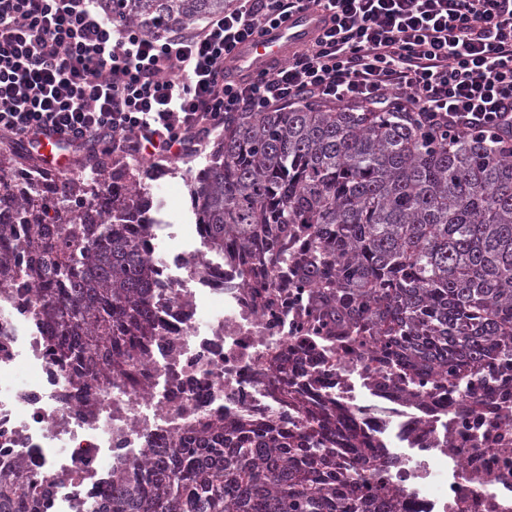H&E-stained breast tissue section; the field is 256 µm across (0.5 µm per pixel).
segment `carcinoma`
Here are the masks:
<instances>
[{
	"label": "carcinoma",
	"instance_id": "cac0c4a2",
	"mask_svg": "<svg viewBox=\"0 0 512 512\" xmlns=\"http://www.w3.org/2000/svg\"><path fill=\"white\" fill-rule=\"evenodd\" d=\"M151 35L224 13L228 0H99ZM120 177L127 192H98ZM190 200L211 250L232 239L238 261L293 265L299 287L353 331L370 321L407 370L476 375L512 364V150L489 136L423 134L403 112L302 100L224 116V136ZM153 207L142 177L112 168L48 185L0 180V239L26 226L20 275L57 362L94 347L109 370L155 333L157 261L134 233ZM334 413L303 434L219 420L150 448L91 512H336V485L314 477L318 446L336 444ZM18 461L0 479V512H45L53 478Z\"/></svg>",
	"mask_w": 512,
	"mask_h": 512
}]
</instances>
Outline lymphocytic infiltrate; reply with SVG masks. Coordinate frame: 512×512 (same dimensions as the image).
Here are the masks:
<instances>
[{"mask_svg":"<svg viewBox=\"0 0 512 512\" xmlns=\"http://www.w3.org/2000/svg\"><path fill=\"white\" fill-rule=\"evenodd\" d=\"M314 8L330 25L283 62L230 79L226 57ZM404 109L424 129L512 146V0H236L146 36L97 0H0V137L180 160L231 112L302 97Z\"/></svg>","mask_w":512,"mask_h":512,"instance_id":"1","label":"lymphocytic infiltrate"}]
</instances>
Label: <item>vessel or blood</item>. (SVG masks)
Wrapping results in <instances>:
<instances>
[{"label": "vessel or blood", "mask_w": 512, "mask_h": 512, "mask_svg": "<svg viewBox=\"0 0 512 512\" xmlns=\"http://www.w3.org/2000/svg\"><path fill=\"white\" fill-rule=\"evenodd\" d=\"M327 17L318 10L299 11L287 23L271 30L263 38L241 43L231 59L224 63L226 71L235 76L247 75L266 68L271 59H287L320 34Z\"/></svg>", "instance_id": "b4317fda"}]
</instances>
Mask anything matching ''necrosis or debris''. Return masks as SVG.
Wrapping results in <instances>:
<instances>
[{"label": "necrosis or debris", "instance_id": "obj_1", "mask_svg": "<svg viewBox=\"0 0 512 512\" xmlns=\"http://www.w3.org/2000/svg\"><path fill=\"white\" fill-rule=\"evenodd\" d=\"M192 248L157 267L156 334L126 373L96 376L57 363L31 314L33 285L0 273V474L34 456L53 475L48 512H87L147 448L224 418L306 431L313 412L344 409L337 435L357 429L362 452L337 448L318 476L335 477L339 505L398 512H512V366L495 358L462 384L434 370L423 383L376 337L327 323L293 270ZM34 377L19 384L20 364Z\"/></svg>", "mask_w": 512, "mask_h": 512}]
</instances>
